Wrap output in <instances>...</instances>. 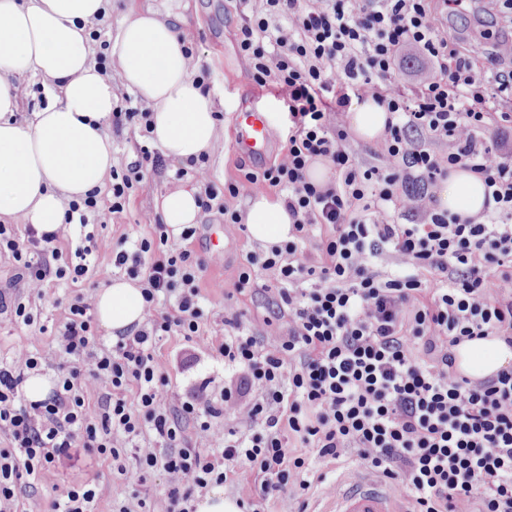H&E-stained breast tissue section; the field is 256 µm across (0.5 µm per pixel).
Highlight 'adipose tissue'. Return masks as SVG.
Returning <instances> with one entry per match:
<instances>
[{
  "label": "adipose tissue",
  "mask_w": 512,
  "mask_h": 512,
  "mask_svg": "<svg viewBox=\"0 0 512 512\" xmlns=\"http://www.w3.org/2000/svg\"><path fill=\"white\" fill-rule=\"evenodd\" d=\"M188 8L179 0L159 10L132 6L112 46L126 87L152 106L153 141L164 157L183 161L216 154L222 140L214 103L195 82L199 62L182 51L178 23ZM111 0H0V216L52 232L66 222V204L101 187L112 168L108 132L117 97L91 59L90 26L110 13ZM41 76L58 90L54 101L27 123L17 121L19 86ZM388 113L373 100L354 103L348 128L373 143ZM441 211L475 215L484 206V184L457 170L435 193ZM245 218L253 239L287 241L291 221L281 200L256 192ZM162 221L173 234L194 224L201 211L197 191L178 187L160 200ZM95 313L110 336L144 319L141 290L126 280L98 289ZM466 375L481 378L512 362V349L498 339L467 341L456 349Z\"/></svg>",
  "instance_id": "1"
}]
</instances>
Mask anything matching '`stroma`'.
Here are the masks:
<instances>
[{
	"mask_svg": "<svg viewBox=\"0 0 512 512\" xmlns=\"http://www.w3.org/2000/svg\"><path fill=\"white\" fill-rule=\"evenodd\" d=\"M241 6L238 0H191L186 22L181 27L186 42L192 44L202 64L209 69L206 80L208 92L215 103L217 127L224 140L223 153L211 156L205 164V176L216 189H223L225 182L237 179L235 162L239 157L234 140L232 118L245 107L265 113L272 127L278 131L266 153L267 160L278 157L288 135V107L281 95L271 88H262L250 80L246 60L236 47L233 28ZM504 11L499 0H463L455 15L448 20L449 30L463 39L466 47L476 55L483 54L481 33L501 22ZM178 162L167 161L165 169L151 175V190L138 191L120 221L104 216L101 223L84 229L73 224L68 228V238L61 243L63 255L74 253L83 245L86 232H93L97 243V267L93 275L75 282L51 280L46 284L45 297H37L31 289L17 286L13 295L26 305L33 318L32 325L14 321L9 315H0V361L9 358L13 351L25 347L38 353L42 359L40 372L49 380H56L63 362L56 334L66 320L68 307L80 293L95 292L111 281L120 279L122 273L113 268L111 253L121 237L137 240L150 236L159 220L156 199L177 184L175 173ZM221 230L227 249L222 256L210 260L202 274L200 286L204 298V318L199 336L187 340L180 336L163 337L156 353L164 365L169 380V393L185 399L196 393L200 384H207L210 393L217 394L224 388V364L217 346L224 337V308L232 306L241 314L245 327L259 332L264 328L267 314L266 299L260 295H237L227 298L224 283L233 280L247 252L257 250L258 242L238 225L225 223L213 213H201L197 231L189 244L199 253L208 250L206 239L209 231ZM359 464L353 453H346L340 460L327 459L310 473V487L297 491L290 500L270 499L258 501L260 483L256 473L242 471L233 481L224 483L226 497L237 501H258L260 512H324L327 501L336 489L340 478L358 472ZM99 478L111 483L112 495L99 502L97 512H112L116 501H129L133 497H147L167 488L166 475L154 471L145 481L118 478L112 468L111 458L104 456L76 455L65 468H52L44 472L35 489L20 497L18 512H48L51 500L68 486Z\"/></svg>",
	"mask_w": 512,
	"mask_h": 512,
	"instance_id": "stroma-1",
	"label": "stroma"
}]
</instances>
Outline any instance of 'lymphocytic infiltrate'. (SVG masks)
I'll return each mask as SVG.
<instances>
[{
	"label": "lymphocytic infiltrate",
	"mask_w": 512,
	"mask_h": 512,
	"mask_svg": "<svg viewBox=\"0 0 512 512\" xmlns=\"http://www.w3.org/2000/svg\"><path fill=\"white\" fill-rule=\"evenodd\" d=\"M240 3L236 46L250 61V79L281 92L288 138L280 158L242 165L243 181L221 191L204 183L199 199L228 224L243 221L229 202L245 188L282 200L289 240L248 252L228 284L235 294L267 296L276 328L257 334L225 311L217 351L239 372L236 386L168 402L156 344L198 335L208 261L187 245L194 227L176 245L163 223L132 250L113 251V267L141 290L148 324L94 350L93 301L77 296L59 332L70 367L41 401L23 391L40 368L37 353L21 348L0 364V433L9 442L0 448V512H14L17 490L34 487L74 448L111 456L126 475L121 451L146 432L154 443L136 450L135 468L162 470L168 489L116 512H196V492L241 468L262 474L259 499H285L308 489L312 460L350 450L409 496L412 512H512V364L473 380L459 374L454 353L491 336L512 348V146L502 135L512 128V38L484 31L491 51L478 61L448 32L452 0ZM407 51L425 63L409 94L399 86ZM366 98L389 112L368 167L333 122ZM128 124L138 125L143 142L138 161L112 174L104 209L115 217L136 189H149L145 165H164L148 144L150 110L116 106L113 130ZM317 161L330 165L328 182L310 180ZM457 167L484 181L481 217L435 208L434 186ZM58 239L30 224L21 240L0 224V253L12 258L15 281L38 291L94 271L95 247L64 263ZM381 259L390 272L377 271ZM90 393L98 397L93 417ZM185 420L196 429L190 448L182 444ZM293 442L312 457L290 455ZM111 493L95 478L53 500L51 512H96Z\"/></svg>",
	"instance_id": "1"
}]
</instances>
